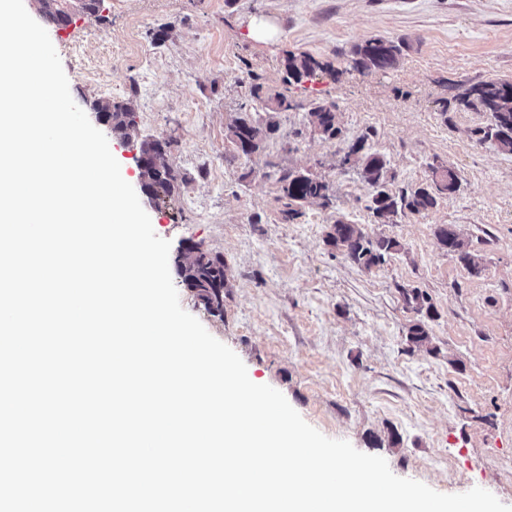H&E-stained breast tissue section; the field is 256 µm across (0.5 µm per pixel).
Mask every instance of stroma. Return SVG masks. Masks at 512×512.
I'll list each match as a JSON object with an SVG mask.
<instances>
[{"instance_id": "stroma-1", "label": "stroma", "mask_w": 512, "mask_h": 512, "mask_svg": "<svg viewBox=\"0 0 512 512\" xmlns=\"http://www.w3.org/2000/svg\"><path fill=\"white\" fill-rule=\"evenodd\" d=\"M258 22L271 38L249 37ZM371 37L400 45L395 69L348 67L352 48ZM57 52L83 110L128 102L140 140L172 139L178 188L144 209L172 247L190 239L223 255V315L186 288L179 300L250 380L282 392L325 436L384 457L397 476L446 494L478 486L512 505V155L472 136L485 113L441 110L478 81L512 80V0H105ZM301 53L338 78L286 83L288 57ZM255 82L295 108L276 114L262 151L237 156L226 125ZM316 99L335 107L347 139L370 133L395 187L418 185L439 160L457 171L459 193L375 223L360 176L337 167L345 141L308 124ZM270 161L324 177L335 208L308 205L285 223L264 176ZM338 219L396 237L400 253L369 272L351 266L323 242ZM440 224L462 230L480 274L441 248ZM402 285L431 295L436 353L409 351L415 315ZM392 431L402 438L395 447Z\"/></svg>"}]
</instances>
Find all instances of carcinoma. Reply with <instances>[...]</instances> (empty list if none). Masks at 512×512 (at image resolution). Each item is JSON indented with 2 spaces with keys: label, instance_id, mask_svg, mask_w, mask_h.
<instances>
[{
  "label": "carcinoma",
  "instance_id": "1",
  "mask_svg": "<svg viewBox=\"0 0 512 512\" xmlns=\"http://www.w3.org/2000/svg\"><path fill=\"white\" fill-rule=\"evenodd\" d=\"M43 19L59 26H68L84 11L78 0H39ZM400 48L393 41L382 37H371L356 45L350 63L353 68L368 71H389L399 63ZM323 68L308 54L288 57V80L296 82L311 77ZM250 98L263 103L266 117H255L246 106L240 107L226 127V137L235 150L249 157L263 149L268 138L277 130L274 114L297 108L291 99L282 93H270L260 84L250 87ZM96 106L107 112L112 120V130L125 142L133 143L137 138L133 109L128 102L110 99L96 102ZM463 107L488 115L489 123L473 130L479 142L493 141L497 148L512 154V81L487 80L474 83L455 94L443 104L442 114L450 107ZM309 124L313 132L325 140H345L343 128L333 106L316 102L308 110ZM369 134L363 133L349 141L347 150L339 160L343 170L355 169L368 188L366 209L379 224H395L397 219L419 215L434 209L443 199L453 198L461 183L456 170L443 163L429 166L428 179L410 189H393L394 176L384 155L373 152L367 145ZM271 171L266 176L274 177L282 201L281 214L284 221L292 223L303 216L302 208L307 203H316L327 209L334 206L336 197L330 183L306 169L282 168L267 163ZM140 182L147 187L161 188L163 197H170L177 188L178 176L170 159H160L138 167ZM440 246L448 255L461 263L474 275L481 272L479 262L468 250V243L454 224H441L435 230ZM324 243L339 253L346 261L361 270L377 268L398 254L402 245L392 236L370 238L358 224L336 220L327 225ZM224 256L210 251L186 257L179 278L183 287L194 293L206 311L212 315L224 312V288L227 285ZM406 307L418 315L407 330L408 351L422 348L430 353L437 351L432 346L430 322L437 317L428 294L417 288L398 286Z\"/></svg>",
  "mask_w": 512,
  "mask_h": 512
}]
</instances>
